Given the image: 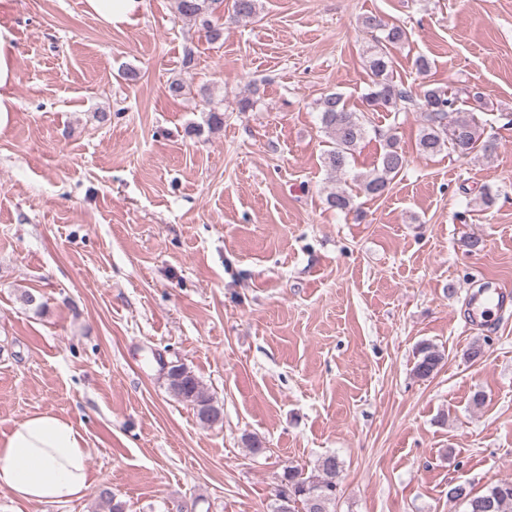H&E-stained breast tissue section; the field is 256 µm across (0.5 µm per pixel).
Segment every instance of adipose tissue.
I'll use <instances>...</instances> for the list:
<instances>
[{
    "instance_id": "ef3b65f1",
    "label": "adipose tissue",
    "mask_w": 512,
    "mask_h": 512,
    "mask_svg": "<svg viewBox=\"0 0 512 512\" xmlns=\"http://www.w3.org/2000/svg\"><path fill=\"white\" fill-rule=\"evenodd\" d=\"M17 49L12 32L0 26V127L15 100ZM85 439L69 420L37 414L0 438V489L22 503H61L84 496L93 480Z\"/></svg>"
}]
</instances>
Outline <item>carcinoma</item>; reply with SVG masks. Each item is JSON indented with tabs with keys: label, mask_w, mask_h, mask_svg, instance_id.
Returning <instances> with one entry per match:
<instances>
[{
	"label": "carcinoma",
	"mask_w": 512,
	"mask_h": 512,
	"mask_svg": "<svg viewBox=\"0 0 512 512\" xmlns=\"http://www.w3.org/2000/svg\"><path fill=\"white\" fill-rule=\"evenodd\" d=\"M178 13L189 19H200L207 37L220 38L224 25L250 19L257 14L258 0H233L231 13L224 14V0H176ZM368 30L381 29L383 41L400 45L407 40L406 30L398 25H384L373 15L362 19ZM365 67L370 78L366 103L386 112H399L406 105L415 106L423 116V126L417 142L422 155L434 156L443 149L467 156L477 146L484 154L493 152L495 145L479 144L480 128L474 118H450L455 99L439 88L414 92L394 80V60L382 47L365 51ZM320 119L333 140L332 149L324 157V167L331 176L344 171L367 130L364 114L352 111L344 97L328 93L319 102ZM407 159L390 135L386 137L383 153L379 154L373 169L362 176L361 190L370 196L381 197L389 190L391 180L405 168ZM444 355L431 343H423L417 351L414 374L421 380L438 372ZM167 388L181 403L191 407L201 422L216 426L223 421V410L206 393L202 382L185 364L169 368ZM341 465L334 455L322 458L317 467L307 474L297 466L284 469L280 483L275 488L273 512H334L339 494ZM448 501L462 507V512H512V479H497L476 492L464 487L460 493L448 489Z\"/></svg>",
	"instance_id": "obj_1"
}]
</instances>
